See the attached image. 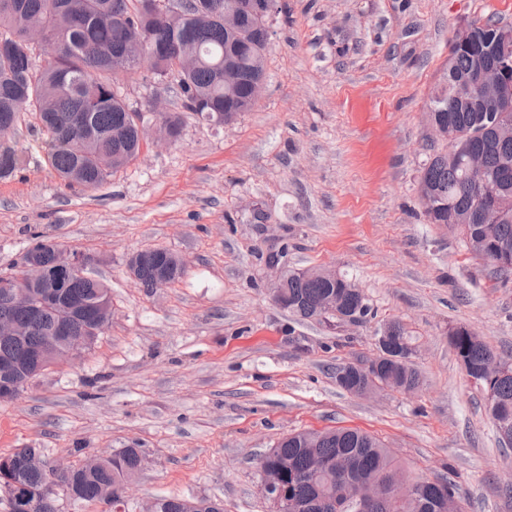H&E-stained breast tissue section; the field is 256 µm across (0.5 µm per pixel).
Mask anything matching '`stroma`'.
<instances>
[{"mask_svg": "<svg viewBox=\"0 0 512 512\" xmlns=\"http://www.w3.org/2000/svg\"><path fill=\"white\" fill-rule=\"evenodd\" d=\"M265 87L227 126L186 111L149 67L120 75L148 123L161 96L179 140L146 142L95 189L68 187L48 162L36 112L7 143L21 159L0 179V274L32 234L97 256L112 322L80 357L0 404V455L30 446L81 456L133 446L146 459L132 500H223L267 512L259 459L286 434L357 428L416 476L454 469L466 512H512V447L448 331L469 327L512 357V283L497 282L458 231L428 223L422 167L427 112L461 21L512 26V0H278ZM164 248L183 276L146 290L134 252ZM332 269L367 295L365 323L301 321L272 299L281 271ZM400 321L421 376L416 392L356 396L336 368L372 359L376 332Z\"/></svg>", "mask_w": 512, "mask_h": 512, "instance_id": "stroma-1", "label": "stroma"}]
</instances>
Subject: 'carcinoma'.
I'll list each match as a JSON object with an SVG mask.
<instances>
[{
  "label": "carcinoma",
  "mask_w": 512,
  "mask_h": 512,
  "mask_svg": "<svg viewBox=\"0 0 512 512\" xmlns=\"http://www.w3.org/2000/svg\"><path fill=\"white\" fill-rule=\"evenodd\" d=\"M178 0H0V130L15 129L19 114L31 110L39 114L43 128L50 137L48 161L58 176L86 188L102 185L108 174L99 170L97 154L116 147L112 136L121 137L127 162L139 153L134 117L142 113L126 102L118 85L121 52L125 43L136 36L146 40L144 57L153 74L161 81L178 85L185 108L202 119L220 126L250 111L255 101L250 97L249 78L257 65L265 66L270 36L265 27L253 20L245 21L247 37L240 41L239 79L232 89L224 87V52L228 45L224 32V12L234 9L242 0H200L203 18L182 19L172 10ZM34 26L52 32L51 42L43 47L47 54L41 71L35 70L36 46L26 38ZM184 38L197 46L198 65L185 71L179 59L161 48ZM453 65L455 74L466 77L473 66V54L457 52ZM430 111L439 122L451 123V130L462 139H471L472 146L483 154L484 175L505 182L507 193L489 200L505 211L509 219L493 227L487 226L476 208L478 180L461 166L448 162V153L437 150L430 155L422 170L420 197L431 200L424 204L430 224L448 225V218L465 216L468 223L459 224L462 242L474 256L492 267L496 279L506 285L512 281V172L504 175L499 166L504 155L512 157V138L497 139L492 131L482 137L470 138L475 113L453 97L452 88L444 86L431 100ZM19 156L10 147L0 150V178L11 176L19 166ZM40 250L47 275L58 276L55 266V245L34 234L27 250ZM170 251L148 248L141 251L136 270L140 284L155 286L158 271L169 264ZM103 282L90 275L62 279L68 299L80 312L70 321L71 335H83L95 315V306ZM331 295L343 299L347 309L362 307L360 321L375 317L366 294L351 287V280L341 277L334 283L288 271V309L303 321L344 323L333 315L322 313L324 301ZM31 322L30 332L22 344L0 341V357L27 358L39 347L43 336L58 323L59 312L52 307L42 310L35 321L23 309L5 310L0 318ZM392 334L403 341L393 352L395 360H384L375 378L392 387L409 390L420 385V374L414 364L400 358L412 354L404 326L389 321ZM449 342L467 376L493 395L499 409L512 414V359L503 360L509 374L488 380L483 369L493 357L490 347L472 330L456 326L449 333ZM313 455L336 463L345 459L352 473L377 476L385 482L408 477L390 450L373 435L356 429L305 430L288 434L259 461L260 469L278 479L289 497L307 505L306 512H357L354 504L336 510L339 484L336 468L310 471ZM9 466L0 464V481L8 477L25 495L35 493L51 482L44 457H35L30 448H18L6 456ZM145 465L137 448H124L112 453L102 465L86 470L75 467L69 478L73 501L96 502L108 486H120ZM459 495L453 471L434 477L423 487V496L434 499L441 493ZM159 512H214L211 500H194V506L180 503V498L164 496Z\"/></svg>",
  "instance_id": "1"
}]
</instances>
